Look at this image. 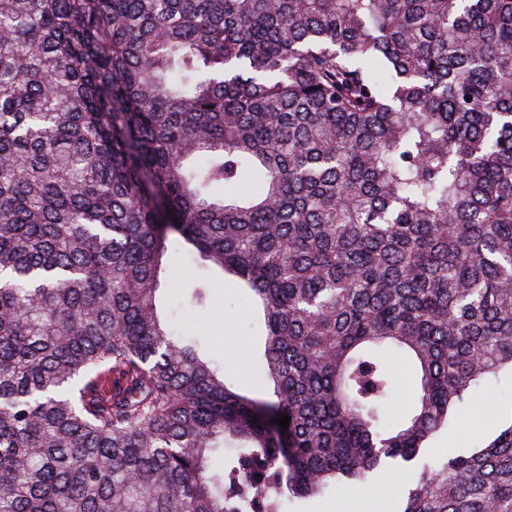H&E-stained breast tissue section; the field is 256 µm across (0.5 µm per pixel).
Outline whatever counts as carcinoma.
Instances as JSON below:
<instances>
[{
	"mask_svg": "<svg viewBox=\"0 0 512 512\" xmlns=\"http://www.w3.org/2000/svg\"><path fill=\"white\" fill-rule=\"evenodd\" d=\"M171 235L276 400L161 321ZM502 371L512 0H0V512H284L396 461L400 512H512V418L426 456ZM391 365L401 376L400 384L387 411L388 419L395 424L411 412L416 399V384L409 366L404 361L394 357L391 359Z\"/></svg>",
	"mask_w": 512,
	"mask_h": 512,
	"instance_id": "carcinoma-1",
	"label": "carcinoma"
}]
</instances>
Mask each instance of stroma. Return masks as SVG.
Masks as SVG:
<instances>
[{
    "label": "stroma",
    "mask_w": 512,
    "mask_h": 512,
    "mask_svg": "<svg viewBox=\"0 0 512 512\" xmlns=\"http://www.w3.org/2000/svg\"><path fill=\"white\" fill-rule=\"evenodd\" d=\"M167 270L157 292L158 310L176 334L196 342L199 353L214 362L235 391L264 400L273 393L260 370L247 360L249 341L246 336L250 310L238 297L234 284L223 275L212 274L206 308L188 305L186 297L197 278L203 277L193 260L189 246L169 241ZM512 409V376L504 374L486 381L459 406L455 420L434 441L431 459H442L474 447L493 433L502 416ZM383 479L391 488L380 496L375 486L342 490L309 502L286 504L285 512H398L400 493L408 487L406 470L387 471Z\"/></svg>",
    "instance_id": "stroma-1"
}]
</instances>
